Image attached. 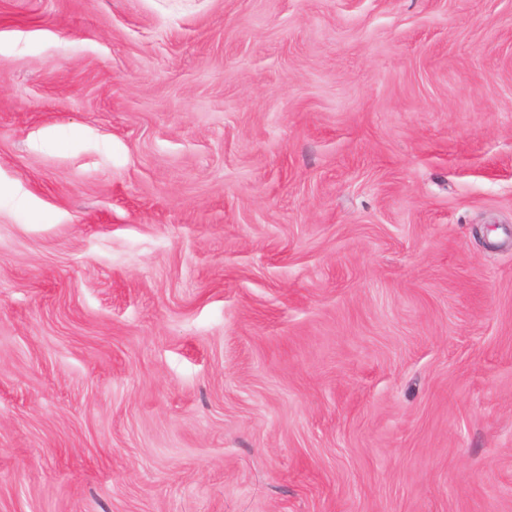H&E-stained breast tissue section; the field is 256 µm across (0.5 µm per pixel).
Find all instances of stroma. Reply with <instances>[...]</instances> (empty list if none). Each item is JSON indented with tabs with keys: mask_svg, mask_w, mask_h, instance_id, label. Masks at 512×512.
Instances as JSON below:
<instances>
[{
	"mask_svg": "<svg viewBox=\"0 0 512 512\" xmlns=\"http://www.w3.org/2000/svg\"><path fill=\"white\" fill-rule=\"evenodd\" d=\"M0 512H512V0H0Z\"/></svg>",
	"mask_w": 512,
	"mask_h": 512,
	"instance_id": "35a3bbf8",
	"label": "stroma"
}]
</instances>
